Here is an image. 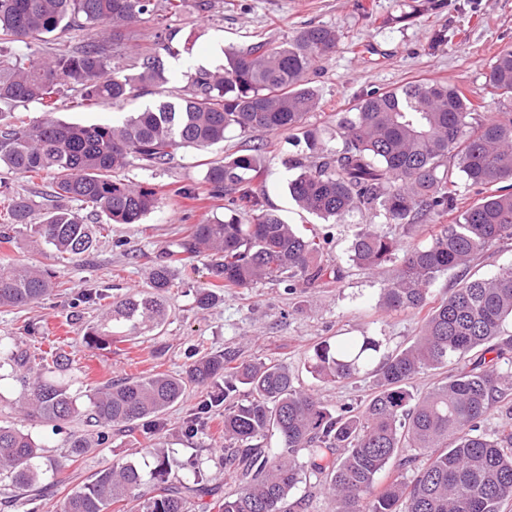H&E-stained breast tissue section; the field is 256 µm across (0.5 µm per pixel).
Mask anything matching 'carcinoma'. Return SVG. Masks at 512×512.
Listing matches in <instances>:
<instances>
[{
  "mask_svg": "<svg viewBox=\"0 0 512 512\" xmlns=\"http://www.w3.org/2000/svg\"><path fill=\"white\" fill-rule=\"evenodd\" d=\"M404 19L436 7L438 0H413ZM156 0H0V170L50 179L51 205L34 217L23 196L5 200L0 243L25 224L45 245L74 259L96 242L69 203L102 213L108 224H139L158 205L152 187L126 180L129 167L144 170L170 160L183 148L210 149L234 131H303L306 155L287 160L301 172L288 182L297 206L322 219H341L354 210L375 211L403 228L438 220L424 246L402 248L399 241L365 225L351 245V260L366 270L398 263L382 288L386 311L424 313L418 336L402 349L387 351L376 336H346L313 347L310 373L326 382L374 374L376 391L361 409L332 410L314 394L294 385L288 367L265 362L231 367L222 352L202 353L186 376L158 372L109 382L88 394L90 422L105 438L112 427L146 424L178 403L186 383L214 385L193 431L212 409L224 406V467L238 489L216 496L202 475L191 484L163 485L141 492L144 473L132 462L114 463L72 492L61 512H188L193 500L217 512H287L288 496L306 470L326 474L324 490L336 512H502L512 501V429L495 439L480 433L481 423L512 395V265L491 276H474V258L503 240H512V49L491 63L488 84L498 107L480 112L458 87L431 82L372 91L346 112L336 113L343 148H324L318 132L305 128L319 107L311 73L317 60L336 51V29L308 25L273 46L259 41L224 53V66L190 75L187 92L159 102L118 123L76 124L49 117L64 91L79 101L107 105L168 82L160 51L173 53L163 34L131 58L135 73L111 68L121 30L150 15ZM92 28L97 38L45 58L37 41L71 29ZM31 104L46 116L8 121L3 110ZM259 163L252 153H234L209 164L204 175L212 198H225L224 219L193 224L178 243L181 253L211 255L209 280L197 286L196 303L208 309L225 289L252 288L281 281L288 290L318 288L341 278L321 257L319 244L279 215L266 212L253 189ZM481 194L458 208L462 190ZM253 212V223L242 216ZM461 279L448 296L432 301L431 287L450 270ZM173 286L171 265L152 269L148 290L135 291L108 305L84 336L101 349L166 320L165 294ZM61 283L41 265L0 261V307L21 309L49 296ZM0 358L27 384L17 409L26 417L60 423L79 413L67 379L68 359L38 360L12 349L0 338ZM453 364L448 376L428 391L413 394L410 381L424 371ZM224 384L216 385L217 380ZM251 399L232 402L237 385ZM278 437V447L265 441ZM92 440L77 435L69 462H78ZM345 456L336 460V449ZM425 452L426 462L411 480L404 471ZM308 462H299L301 452ZM40 458L32 437L0 424V473L21 488L37 484ZM392 465L397 476L382 489L376 475ZM173 460L155 452L150 480L163 484ZM212 497V502L204 501Z\"/></svg>",
  "mask_w": 512,
  "mask_h": 512,
  "instance_id": "1",
  "label": "carcinoma"
}]
</instances>
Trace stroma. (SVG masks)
I'll return each mask as SVG.
<instances>
[{
  "mask_svg": "<svg viewBox=\"0 0 512 512\" xmlns=\"http://www.w3.org/2000/svg\"><path fill=\"white\" fill-rule=\"evenodd\" d=\"M410 0H185L181 13L157 10L127 31L125 45L146 46L156 32L172 33L178 56L166 57L171 76L167 95L181 94L196 68L210 70L224 63L227 48H244L267 40L277 45L301 26L335 27L342 39L336 53L319 60L313 76L320 107L308 123L318 129L323 144L341 148L336 134L337 113L349 110L363 93L386 91L408 84L440 80L459 87L474 104L494 109L497 97L485 74L496 55L512 48V0H441L431 13L404 19ZM396 24H386V17ZM447 29V45L429 49L435 30ZM156 95L106 106L80 107L72 96L61 98L55 116L68 122L97 123L123 120L128 113L153 105ZM258 148L260 176L255 190L265 210L279 214L299 230H314L323 245L325 263L340 267V283L327 288L287 291L272 282L221 294L206 310L197 308L195 290L208 280L204 259L176 254L184 227L224 216V202L208 196L203 177L209 161L241 150ZM302 149L294 135L277 133L232 134L223 146L207 152L178 150L167 164L152 170L129 168L126 178L156 188L158 207L140 224H109L104 216L87 213V223L100 226L93 251L80 260L51 249L36 250L31 232L18 226L10 243H0V258L40 261L63 287L37 306L16 311L0 308V338L28 354L69 357L74 393L83 395L110 381L143 377L158 371L182 373L190 364L189 349L204 342L213 351L232 353L235 363L262 360L288 367L294 382L310 389L329 408L359 406L375 390V379L363 375L341 383H323L306 370L313 346L339 336L370 334L382 339L387 350L409 344L419 330L410 312H386L379 300L384 282L394 276L390 263L376 274L354 266L349 248L366 224L381 225L384 233L403 237L410 245H424L431 230L415 226L402 230L384 223L369 211H355L339 221H323L299 210L288 192L294 171L284 158ZM190 188L187 196L176 187ZM172 259L174 286L168 294L169 316L161 331H147L105 350L89 349L83 336L98 319L99 306L82 301L84 289L97 288L111 299L128 289L145 286L149 272L161 260ZM21 384L12 376L0 377V422L22 429L40 445L43 461H64L73 433L85 430L83 417L65 428L23 418L15 403ZM209 390L188 386L183 400L162 415L159 434L142 426L115 430L94 445L81 461L65 466L43 495L15 487L0 478V512H60L65 498L95 472L113 461L135 463L143 472L154 466L157 446L174 458L170 482H189L194 471L219 490L231 483L224 472V412L216 410L196 435L185 432V421Z\"/></svg>",
  "mask_w": 512,
  "mask_h": 512,
  "instance_id": "1",
  "label": "stroma"
}]
</instances>
